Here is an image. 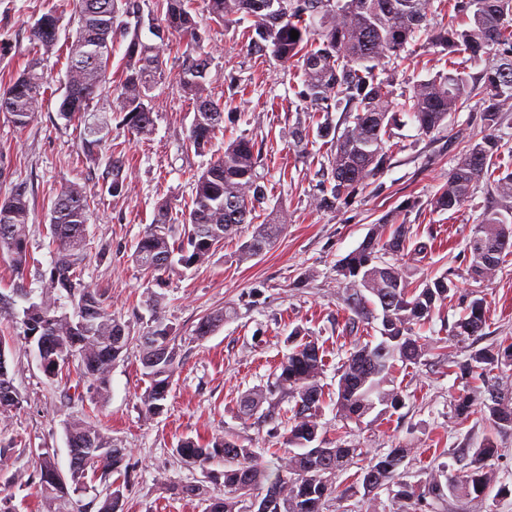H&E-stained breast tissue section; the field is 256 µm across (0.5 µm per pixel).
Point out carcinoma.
Returning <instances> with one entry per match:
<instances>
[{"instance_id":"carcinoma-1","label":"carcinoma","mask_w":512,"mask_h":512,"mask_svg":"<svg viewBox=\"0 0 512 512\" xmlns=\"http://www.w3.org/2000/svg\"><path fill=\"white\" fill-rule=\"evenodd\" d=\"M431 0H203L210 18L222 24L252 21L254 35L249 46L269 51L285 66L301 64L302 89L297 98L315 114L344 113L345 128L326 119L317 127L297 125L289 131L298 151L306 150L310 135L330 143L327 154V181L314 198L316 207L330 209L336 201L358 194L389 159L387 142L396 122L386 63L404 60L413 54L423 36L451 57L468 56L470 61H485V68L473 76L461 65L414 84L404 107L416 122L420 134L428 136L442 129L448 114L459 110L473 95L479 96L484 128L500 126L504 114L512 112V0H442L448 5V25L432 28L428 22ZM77 28L69 47L66 91L59 104V116L68 122L86 120L98 92L107 89L113 96L114 111L123 114L122 123L131 133L148 136L154 129L151 93L165 77V38L179 36L191 48L182 56L176 83L183 97L191 102L194 117L187 136L197 150L210 146L224 129V102L207 93L211 64L208 53L197 50L199 22L189 0H156L159 14L157 43L145 42L130 33L125 19L140 11L139 0H73ZM471 15L469 24H455L458 15ZM298 32V39L290 31ZM60 18L54 12L43 14L33 27L34 45L52 47L58 39ZM126 43L123 68L118 81L109 78L112 50ZM39 59L32 58L26 70L0 88V112L7 114L18 128L27 127L42 107L44 73ZM97 126L85 128L83 149L87 156L107 146ZM502 145L488 134L468 149L448 170V180L431 200L438 211L460 207L472 197L477 185L485 181L494 186L504 211L485 213L470 240L469 279L478 285L490 280L505 257L512 253V171L500 166ZM260 151L246 136L224 145V153L214 158L195 180L192 207L182 212L181 231H175L173 209L168 201L158 204L154 222L136 242L133 260L144 271L154 274L179 265L186 269L205 261L224 243L240 234L246 224L254 225L251 238L241 252L256 256L269 248L288 224V211H270L262 224L255 223L256 208L267 199L263 177L257 172ZM104 179L114 194L125 191L127 173L123 155L111 152ZM29 199L27 187L15 185L11 196L0 201V253L7 254L17 275L27 264ZM88 195L77 184L67 186L54 200L49 230L56 256L49 268L46 293L40 301L23 308L22 322L32 342L46 344L45 359L54 367L44 369L51 378L70 372L78 362L81 374L96 384L99 396L110 389L112 367L127 349L132 337L126 325L112 316L102 294L84 283L77 268L85 246ZM177 243L170 242L175 235ZM426 244L414 242L409 226L385 219L360 246L342 260V302L348 312V326L380 320V336L357 344L339 368L336 416L342 421L361 420L372 412L383 415L404 406L391 379L396 362L417 363L427 351L417 335L437 306L451 299L455 285L442 274L413 282L403 267L383 260V255L418 256ZM27 297L24 286L15 284L12 295L0 294V316L15 314L16 299ZM67 299L74 312L60 304ZM151 323L139 337L141 363L149 386L141 395L146 416L163 414L172 389L176 366L177 329L166 323L161 298L149 299ZM227 312L203 316L195 335L204 338L224 323ZM483 299L470 302L466 314L454 325L451 337L486 335ZM294 347L277 367L272 388L256 389L240 396L241 412L252 417L264 402H269L261 418L280 422L286 429L284 447L273 452L276 463L269 467L256 461L254 449L226 435L207 445L191 440L177 448L182 460L199 467L210 482L223 479L224 493L213 496L200 485H188L182 493L202 496L208 502L205 512H321L326 498L336 492V479L347 472L354 459L365 454L361 448H327L326 430L317 420L325 403L321 385L324 358L314 340H302L299 332L288 336ZM9 340L0 336V414L20 408L21 398L13 387L7 367ZM512 363V343L503 342L476 351L470 361L458 366L461 375L483 378L501 365ZM279 394L294 403L281 412L270 396ZM480 411L498 432L512 430V387L486 383ZM475 397L465 392L454 403L457 417L474 413ZM70 443L69 475L53 474L50 453L35 454L40 492L54 501L71 502V494L87 489V471L104 480L98 512H120L124 490L130 483L126 451L112 444L95 424L84 419L67 422ZM319 445L312 446L314 441ZM498 448L493 436L473 449L467 471L458 474L444 465L421 485L403 481L398 469L411 453L400 446L390 449L359 468L356 483L366 494L380 489L389 492L393 512H407L410 506L427 500L438 502L453 496L482 497L492 488L490 461ZM223 465L216 473L208 469L214 461Z\"/></svg>"}]
</instances>
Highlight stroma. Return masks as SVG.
<instances>
[{"label":"stroma","instance_id":"1","mask_svg":"<svg viewBox=\"0 0 512 512\" xmlns=\"http://www.w3.org/2000/svg\"><path fill=\"white\" fill-rule=\"evenodd\" d=\"M51 10L60 18L59 40L51 48L34 50L30 28ZM200 21L202 47L212 56L208 86L223 96L225 111L234 113L236 120L225 124L210 150L200 153L187 147L194 109L180 98L174 80L186 44L170 38L165 49L169 76L152 93L151 136L128 132L121 116L112 115L109 97L97 96L90 107L92 114L111 115L104 136L126 158L128 190L115 195L102 177L103 165L82 153V128L67 124L58 113L65 92L66 44L76 28L72 0H0V81L17 75L35 56L48 79L41 91L42 108L28 127L15 128L0 113V199L24 181L30 205L29 262L19 277L8 258L0 257V292L10 293L20 279L31 300H39L55 252L46 234L52 202L64 187L80 184L90 199L83 281L102 293L130 336L142 335L149 325L145 299L151 294L162 297L167 321L179 333V366L166 409L150 419L140 401L148 381L138 346H130L115 362L108 396L102 400L90 379L78 374L48 378L25 338L21 317L0 318V335L16 347L7 362L22 399L20 410L0 416V444L11 447L0 460V480L12 486L13 512H47L49 505L36 489L39 478L32 453L47 449L60 470L68 471L65 423L72 418L89 419L126 449L132 474L124 512H205L202 497L181 491L188 484H207L202 470L187 466L176 452L186 439L203 443L231 435L252 446L259 463H272L271 451L281 446L283 427L242 417L238 400L247 390L268 389L277 362L289 351L288 337L296 330L324 346L321 383L326 391L336 390L348 350L376 333L371 325L356 333L346 329L344 285L337 269L388 217L406 223L415 241L432 247L421 260H404L411 280L444 273L457 293L418 328L428 345L420 362L395 367L394 386L404 398L403 408L376 420L346 423L327 404L318 420L329 441L366 449L373 456L411 445L413 451L400 471L413 484L444 463L464 468L470 449L494 435L499 456L492 462L493 493L450 496L436 504L434 512H512V431L494 433L479 413L464 421L455 416L453 402L464 383L450 367L454 361L466 362L476 350L512 342V255L481 289L488 317L485 336L459 342L448 338L472 300L469 239L498 199L493 187L482 183L457 209L437 211L431 205L453 158L485 134L478 104H464L449 114L444 129L428 137L419 133L408 114H401L391 130V155L384 170L356 196L339 201L336 208L319 209L313 199L324 180L327 145L317 139L301 153L288 136L293 126L311 121L296 96L299 68H285L271 54L250 50L248 22L224 26L205 15ZM447 70V53L432 46L417 49L391 71L393 103H403L418 81ZM240 135L260 145L258 171L267 186V205L287 210V228L267 250L247 259L240 257L242 241L236 238L200 267L152 275L143 271L131 255L158 202L169 200L174 212H181L191 200L196 176L223 152L225 142ZM220 309L229 313L224 324L197 339L200 319ZM389 504L387 490L366 495L348 472L338 479L336 496L325 502L323 512H389Z\"/></svg>","mask_w":512,"mask_h":512}]
</instances>
